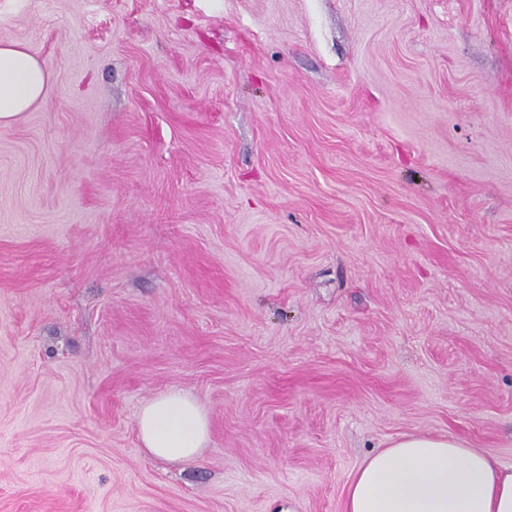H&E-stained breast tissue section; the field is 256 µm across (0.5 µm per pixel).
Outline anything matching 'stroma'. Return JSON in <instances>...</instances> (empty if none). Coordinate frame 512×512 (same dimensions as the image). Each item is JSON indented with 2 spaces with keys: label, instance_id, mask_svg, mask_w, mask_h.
<instances>
[{
  "label": "stroma",
  "instance_id": "stroma-1",
  "mask_svg": "<svg viewBox=\"0 0 512 512\" xmlns=\"http://www.w3.org/2000/svg\"><path fill=\"white\" fill-rule=\"evenodd\" d=\"M0 512H343L512 466V0H0ZM179 390L205 448L136 428ZM49 74L20 42H0V124L27 112L46 96ZM138 435L144 448L162 460H191L204 448L208 420L189 395L171 390L149 400L137 418ZM344 512H512V468L456 438L400 435L362 461Z\"/></svg>",
  "mask_w": 512,
  "mask_h": 512
}]
</instances>
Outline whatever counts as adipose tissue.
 <instances>
[{
    "label": "adipose tissue",
    "mask_w": 512,
    "mask_h": 512,
    "mask_svg": "<svg viewBox=\"0 0 512 512\" xmlns=\"http://www.w3.org/2000/svg\"><path fill=\"white\" fill-rule=\"evenodd\" d=\"M49 74L19 42H0V124L46 96ZM139 438L162 460H191L204 448L208 420L189 395L149 400ZM344 512H512V468L448 436L401 435L366 457L345 489Z\"/></svg>",
    "instance_id": "ef3b65f1"
}]
</instances>
